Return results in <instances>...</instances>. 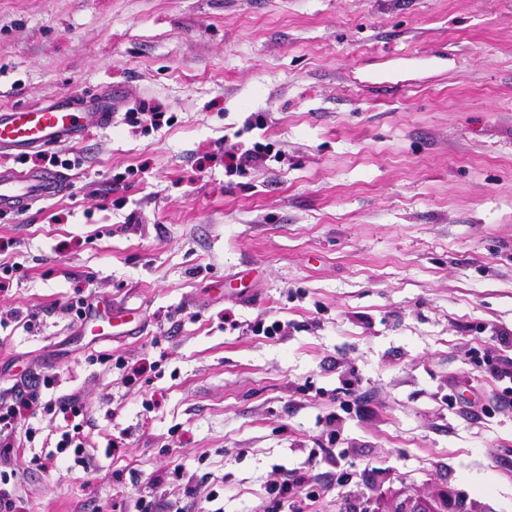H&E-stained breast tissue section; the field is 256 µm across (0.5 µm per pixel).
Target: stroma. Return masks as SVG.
Instances as JSON below:
<instances>
[{
	"mask_svg": "<svg viewBox=\"0 0 512 512\" xmlns=\"http://www.w3.org/2000/svg\"><path fill=\"white\" fill-rule=\"evenodd\" d=\"M92 93L68 192L0 218V394L87 406L85 461L20 474L40 411L0 459L16 512H512V0H0V110ZM267 153V145L260 142L254 143L251 149H247L242 153H239L236 143H231L224 147V165L230 169L236 167L237 170L242 166H246L247 163L263 159Z\"/></svg>",
	"mask_w": 512,
	"mask_h": 512,
	"instance_id": "obj_1",
	"label": "stroma"
}]
</instances>
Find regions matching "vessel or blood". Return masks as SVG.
I'll return each mask as SVG.
<instances>
[{
  "label": "vessel or blood",
  "mask_w": 512,
  "mask_h": 512,
  "mask_svg": "<svg viewBox=\"0 0 512 512\" xmlns=\"http://www.w3.org/2000/svg\"><path fill=\"white\" fill-rule=\"evenodd\" d=\"M112 114L97 107L74 112L62 104L27 105L0 111V152L16 157L36 148L77 143L91 127L111 125ZM70 180L59 171L0 169V215H19L58 197Z\"/></svg>",
  "instance_id": "obj_1"
}]
</instances>
